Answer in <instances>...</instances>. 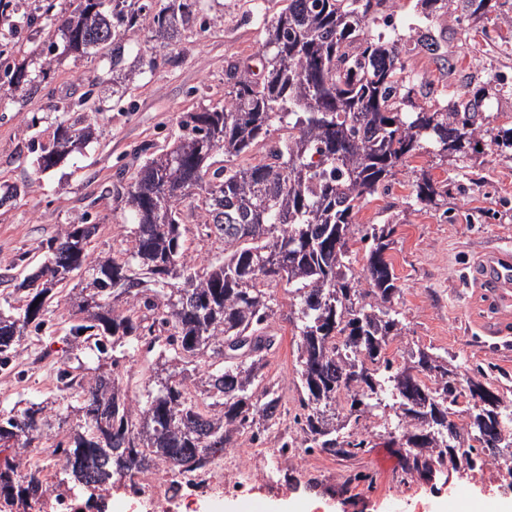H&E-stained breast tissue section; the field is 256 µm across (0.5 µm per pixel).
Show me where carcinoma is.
<instances>
[{
  "instance_id": "obj_1",
  "label": "carcinoma",
  "mask_w": 512,
  "mask_h": 512,
  "mask_svg": "<svg viewBox=\"0 0 512 512\" xmlns=\"http://www.w3.org/2000/svg\"><path fill=\"white\" fill-rule=\"evenodd\" d=\"M65 21V50L109 57L112 70L124 67L140 43L126 34L147 31L172 40L180 30L206 28L200 0H166L155 10L142 0H84ZM390 0H286L267 26L258 56L263 74L234 63L225 70L224 105L190 112L166 152L147 155L130 182L115 187L131 209L134 225L121 256L97 262L91 253L96 224H67L46 240V258L24 276V292L12 311H0V370L23 378L16 361L26 337L43 330L46 315L73 273H91L81 321L69 327L68 346L109 358L144 344L155 353V388L146 400L129 396L131 374L112 369L91 374L78 364L57 368L61 398H73L79 414L70 433L47 446V402L0 412V499L31 512L49 497L39 470L21 475L7 451L36 456L58 448L67 459L57 480L73 501L122 487L154 470L173 477L210 467L236 436L252 439L280 424L276 384L266 380L267 356L278 336L269 287L285 283L296 299L297 374L301 412L294 421L303 433L298 445L283 439L277 452L318 450L354 457L365 440L341 435L327 412L342 395L350 398L346 422L359 423L391 392L392 409L404 430L403 467L430 479L446 459H459L479 473L502 466L493 448H512V401L496 395L498 408L469 403L468 421L455 415L461 392L455 383L483 387L471 376L456 380L438 357L418 351L414 365L393 369L385 358L402 322L393 307L399 293L394 267L385 253L391 230L371 225L360 238L352 230L357 214L409 159L433 146L464 154L487 132L486 98L473 87L475 76L456 72L448 104L412 112L427 83L408 70L404 45L390 37L396 18ZM425 18L446 14L463 32L470 24L499 17L498 0H419ZM384 30L367 29L369 22ZM13 91H30L18 69L3 70ZM288 135L269 142L275 123ZM87 127L60 122L52 143L40 148L43 171L63 162L71 139ZM229 165L208 179L213 152ZM261 152L255 164L237 159ZM445 186L424 173L415 184L416 202L437 207ZM196 200L198 224L207 237L224 242L222 253L199 268L185 254V221L180 206ZM366 243L363 275L353 267L354 242ZM126 299V308L115 302ZM438 374L435 386L426 378ZM194 382L189 389L188 382ZM501 416L500 428L482 427Z\"/></svg>"
}]
</instances>
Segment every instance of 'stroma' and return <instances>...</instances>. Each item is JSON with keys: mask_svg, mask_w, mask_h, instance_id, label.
<instances>
[{"mask_svg": "<svg viewBox=\"0 0 512 512\" xmlns=\"http://www.w3.org/2000/svg\"><path fill=\"white\" fill-rule=\"evenodd\" d=\"M51 15L32 25L26 20L39 0H18L9 22L0 25V45L8 46L15 66L24 68L33 92L0 90V300H17L15 263L27 256L40 263V246L65 225L92 220L100 229L92 242L95 258L104 261L121 247L132 230L124 200L112 191L119 176L138 170L144 147L162 151L171 145L185 113L224 102V72L228 64L258 65V51L267 34L251 0H200L207 29L180 31L171 44L137 35L156 59L141 69L134 55L124 68L130 80L122 97L112 94V71L101 55L64 57L50 74H43V43L61 42V25L80 0H54ZM502 15L489 30L473 25L469 32L452 30L461 50L458 66L477 79L495 73L512 78V0H502ZM102 103L87 114L72 108L87 89ZM90 124L91 138L55 168L43 172L36 162L40 144L49 143L61 113ZM447 184L444 207H426L415 200L422 172ZM359 227L389 225L387 252L400 287L394 306L404 329L390 341L386 356L395 367L409 365L425 350L441 357L448 369L470 376L512 400V345L496 344L482 331L488 324L512 327V305L495 311L481 288L467 282L464 271L490 248L512 240V155L501 152L490 137L479 150L441 158L428 150L397 171L387 191L376 194L356 219ZM280 306L272 327L280 338L268 357L265 373L278 383L289 413L263 445L275 447L301 432L292 414L299 405L296 343L292 324L285 321L289 296L285 284L271 286ZM28 354L44 355V369L23 383L8 387L10 402H39L49 397L45 383L68 354L60 335L42 333L25 342ZM383 405L361 419L356 436L368 445L353 458L315 453L273 466L255 457L251 481L241 490L225 489L220 497H190L171 512H239L249 501L267 512H442L457 487H466L469 502L497 512L512 503V478L498 467L472 476L453 474L449 482L428 481L402 469L397 442L402 431L382 393Z\"/></svg>", "mask_w": 512, "mask_h": 512, "instance_id": "1", "label": "stroma"}]
</instances>
